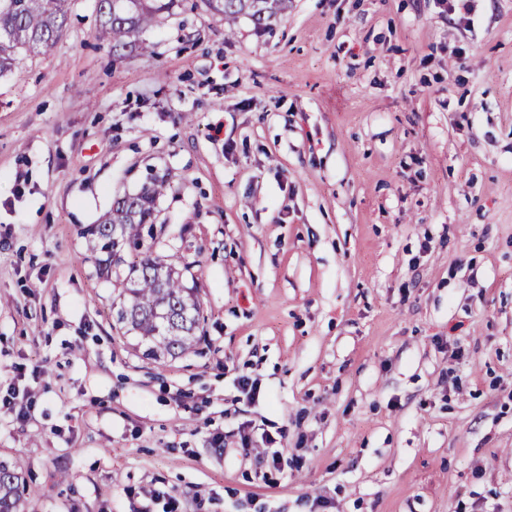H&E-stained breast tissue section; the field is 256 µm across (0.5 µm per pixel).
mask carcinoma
<instances>
[{
    "label": "carcinoma",
    "mask_w": 512,
    "mask_h": 512,
    "mask_svg": "<svg viewBox=\"0 0 512 512\" xmlns=\"http://www.w3.org/2000/svg\"><path fill=\"white\" fill-rule=\"evenodd\" d=\"M69 0H0V74L9 70L15 54L25 49L47 50L63 35ZM183 0H96L101 33L112 55L151 52L141 34L163 14H172ZM208 10L229 23L250 17L263 29L286 8V0H202ZM166 180L152 177L136 194L115 199L98 224L83 228L100 272L112 277L119 303L116 323L147 342L145 355L155 361L192 351L200 340L201 304L196 289L183 274L156 254L155 202ZM130 250L139 261L126 263ZM23 482L17 470L0 463V512H19Z\"/></svg>",
    "instance_id": "cac0c4a2"
}]
</instances>
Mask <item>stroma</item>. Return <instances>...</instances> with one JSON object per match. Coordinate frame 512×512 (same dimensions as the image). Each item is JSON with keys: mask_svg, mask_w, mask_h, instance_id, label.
Listing matches in <instances>:
<instances>
[{"mask_svg": "<svg viewBox=\"0 0 512 512\" xmlns=\"http://www.w3.org/2000/svg\"><path fill=\"white\" fill-rule=\"evenodd\" d=\"M95 0L0 75V462L23 512H512V0ZM164 177L195 352L112 319L80 230ZM183 0H97L101 33L109 42L112 55L151 53L141 34L151 28L162 14H174ZM208 10L234 22L240 16L250 17L259 28H268L270 19L286 8L285 0H202Z\"/></svg>", "mask_w": 512, "mask_h": 512, "instance_id": "1", "label": "stroma"}]
</instances>
